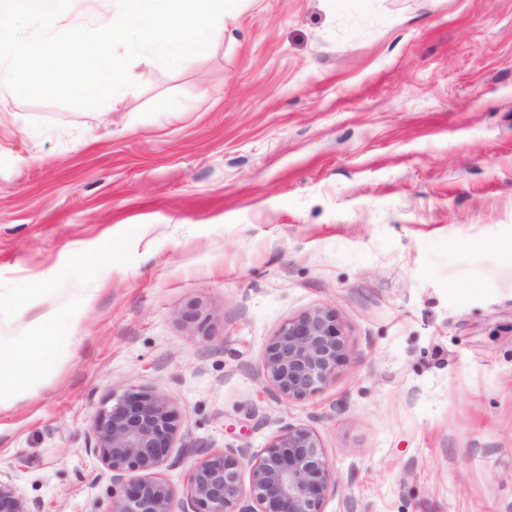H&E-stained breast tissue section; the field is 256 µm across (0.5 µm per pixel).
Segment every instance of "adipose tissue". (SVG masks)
<instances>
[{
    "instance_id": "1",
    "label": "adipose tissue",
    "mask_w": 512,
    "mask_h": 512,
    "mask_svg": "<svg viewBox=\"0 0 512 512\" xmlns=\"http://www.w3.org/2000/svg\"><path fill=\"white\" fill-rule=\"evenodd\" d=\"M75 333V327L61 328L47 318L39 335L26 337L17 345H0V373L7 374L16 398H24L29 384L43 375L51 357L70 350Z\"/></svg>"
}]
</instances>
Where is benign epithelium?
Returning <instances> with one entry per match:
<instances>
[{"label": "benign epithelium", "mask_w": 512, "mask_h": 512, "mask_svg": "<svg viewBox=\"0 0 512 512\" xmlns=\"http://www.w3.org/2000/svg\"><path fill=\"white\" fill-rule=\"evenodd\" d=\"M348 360L336 314L312 308L285 322L265 350L262 369L272 396L300 400L318 393ZM178 414L164 395L131 387L112 395L90 424L86 451L112 486L109 512H323L336 483L318 436L288 426L258 456L247 448L195 449L185 499L157 476L175 465ZM249 468V484L241 471ZM140 472L137 479L130 478ZM0 512H43L10 477L0 474Z\"/></svg>", "instance_id": "benign-epithelium-1"}]
</instances>
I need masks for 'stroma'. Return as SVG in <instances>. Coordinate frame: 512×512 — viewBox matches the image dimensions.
Wrapping results in <instances>:
<instances>
[{
    "label": "stroma",
    "instance_id": "obj_1",
    "mask_svg": "<svg viewBox=\"0 0 512 512\" xmlns=\"http://www.w3.org/2000/svg\"><path fill=\"white\" fill-rule=\"evenodd\" d=\"M211 40L96 109L0 87V342L77 328L0 395V473L107 512L90 424L136 386L178 413L177 496L191 447L291 425L324 512H512V0H246ZM314 307L348 360L275 400L265 348Z\"/></svg>",
    "mask_w": 512,
    "mask_h": 512
}]
</instances>
